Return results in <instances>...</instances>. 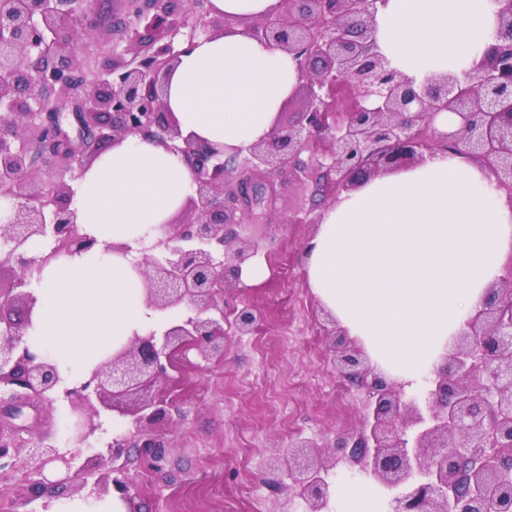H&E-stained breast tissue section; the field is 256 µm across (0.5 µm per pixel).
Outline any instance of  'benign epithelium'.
<instances>
[{
    "label": "benign epithelium",
    "instance_id": "7a95c632",
    "mask_svg": "<svg viewBox=\"0 0 512 512\" xmlns=\"http://www.w3.org/2000/svg\"><path fill=\"white\" fill-rule=\"evenodd\" d=\"M499 32L472 77H432L421 85L388 68L377 51L373 0H280L251 34L293 56L305 101L301 119L278 120L274 135L252 145L238 167L224 148L181 138L164 102L169 72L201 37L224 32L230 21L211 16L206 0H129L127 19L101 66H75L79 52L96 54L99 0H0V196L11 205L0 224V387L15 400L68 402L75 437L84 443L101 430L100 409L143 393L126 406L132 437L112 439L106 454L84 462L50 444L32 450L29 475L58 464L82 479L101 462L111 467L94 481L98 493L132 500L129 448L159 459L162 445L148 425L165 417L167 402L151 392L169 379L175 356L189 345L206 356L224 353V292L240 282L257 246L236 227L276 192L274 181H254L287 169L313 183L319 195L342 192L381 171L422 163L438 149L464 150L486 165L512 199V0H496ZM343 87L348 103L336 97ZM454 112L461 127L443 138L433 119ZM128 137L179 151L193 173L195 194L181 217L164 225L150 247L143 274L147 302L187 314L155 333L134 336L72 387L61 386L54 364L23 339L36 303L31 271L61 255L91 249L72 208L77 181L105 144ZM42 242L49 252L28 254ZM244 333L257 325L252 307L236 317ZM353 347L336 356L340 376L365 395L360 427L343 444L344 459L389 491L390 512H512V272L493 284L478 312L434 368L423 395L401 399L403 384L361 365ZM302 444L288 454L307 512H330L331 490L321 476L327 461Z\"/></svg>",
    "mask_w": 512,
    "mask_h": 512
}]
</instances>
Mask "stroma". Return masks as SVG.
<instances>
[{
	"label": "stroma",
	"instance_id": "stroma-1",
	"mask_svg": "<svg viewBox=\"0 0 512 512\" xmlns=\"http://www.w3.org/2000/svg\"><path fill=\"white\" fill-rule=\"evenodd\" d=\"M319 212L293 178L248 224L245 235L258 242L256 260L268 275L229 291L224 315L231 321L249 305L260 321L244 335L226 326L224 352L210 360L192 349L180 354L189 373L163 384L168 415L150 427L165 447L161 466L129 452L133 512H305L281 450L310 440L326 457L356 431L365 397L336 369L330 346L338 326L308 288L302 260ZM72 421L62 401L0 414V440L13 456L0 469V512H41L27 471L30 450L70 447Z\"/></svg>",
	"mask_w": 512,
	"mask_h": 512
}]
</instances>
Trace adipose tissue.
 I'll list each match as a JSON object with an SVG mask.
<instances>
[{"label": "adipose tissue", "mask_w": 512, "mask_h": 512, "mask_svg": "<svg viewBox=\"0 0 512 512\" xmlns=\"http://www.w3.org/2000/svg\"><path fill=\"white\" fill-rule=\"evenodd\" d=\"M236 27L200 38L167 77V110L183 137L227 154L266 139L300 80L295 60L242 22L279 0H210ZM494 0H377L376 37L390 68L415 82L466 78L496 41ZM193 177L180 154L127 138L101 152L75 188L77 222L95 238L80 255L46 265L25 333L63 385L85 381L133 335L163 332L184 312L145 303L143 248L187 198ZM115 252H108V244ZM512 254V201L463 150L382 172L323 209L304 245L307 284L373 362L413 385L431 371L481 307ZM335 512H386L377 488H335ZM45 512H127L119 495L60 496Z\"/></svg>", "instance_id": "ef3b65f1"}]
</instances>
